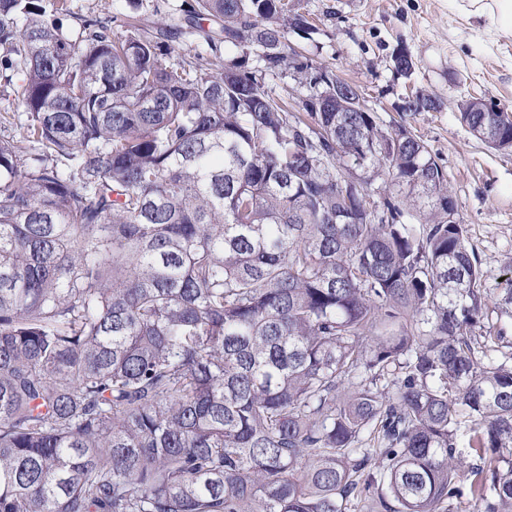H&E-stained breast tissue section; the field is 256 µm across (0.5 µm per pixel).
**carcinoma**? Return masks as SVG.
Masks as SVG:
<instances>
[{
  "instance_id": "obj_1",
  "label": "carcinoma",
  "mask_w": 512,
  "mask_h": 512,
  "mask_svg": "<svg viewBox=\"0 0 512 512\" xmlns=\"http://www.w3.org/2000/svg\"><path fill=\"white\" fill-rule=\"evenodd\" d=\"M69 14L0 0V512H512V353L427 145L307 60L267 90L289 0ZM183 0H144V9L138 12V19L149 26L170 24L179 17V6ZM146 3V4H145ZM156 6L157 11H153ZM8 76V75H12V73L10 71H7L6 73L3 71L1 72V69H0V115L2 113V115H5L4 114V109H8L9 111V114L12 116L14 115V117H11L10 121L13 122L14 124H9L8 122L7 123H3L1 124L0 126V135L1 136H6L8 134H10L13 129L15 128V124L19 122H24L25 121V118H26V115L24 114V112H22V109H16L15 105H12V97H8V92H10V86L9 84L7 83V78L5 76ZM14 111V112H13ZM292 72L293 70L291 69L290 73ZM293 78V73L292 75L289 74L287 69L282 75L266 76V85L272 90V93L288 100V103H293L295 97L305 93L304 90H300Z\"/></svg>"
}]
</instances>
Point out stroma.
I'll use <instances>...</instances> for the list:
<instances>
[{
    "instance_id": "stroma-1",
    "label": "stroma",
    "mask_w": 512,
    "mask_h": 512,
    "mask_svg": "<svg viewBox=\"0 0 512 512\" xmlns=\"http://www.w3.org/2000/svg\"><path fill=\"white\" fill-rule=\"evenodd\" d=\"M314 26L289 34L292 49L358 86L385 128L401 125L441 159L490 301L483 324L512 343V308L500 300L512 276V151L477 140L457 103L483 96L512 109V38L452 9L448 0H290ZM414 69L394 67L397 50ZM435 98L433 112H407L408 97Z\"/></svg>"
}]
</instances>
